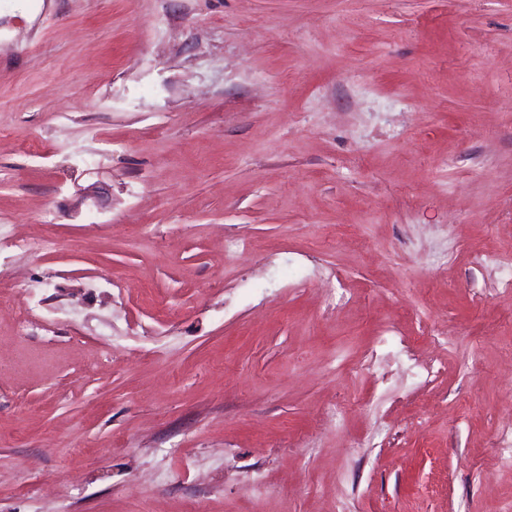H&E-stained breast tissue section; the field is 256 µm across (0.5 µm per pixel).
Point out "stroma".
Segmentation results:
<instances>
[{
	"instance_id": "stroma-1",
	"label": "stroma",
	"mask_w": 512,
	"mask_h": 512,
	"mask_svg": "<svg viewBox=\"0 0 512 512\" xmlns=\"http://www.w3.org/2000/svg\"><path fill=\"white\" fill-rule=\"evenodd\" d=\"M490 250L512 0H0V512H504Z\"/></svg>"
}]
</instances>
